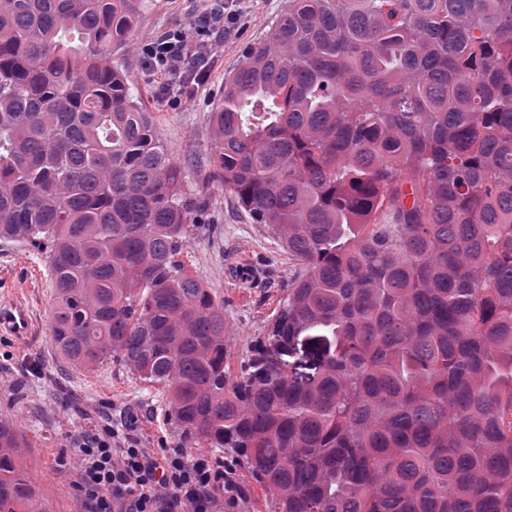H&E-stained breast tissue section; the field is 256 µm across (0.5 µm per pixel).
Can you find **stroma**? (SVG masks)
Instances as JSON below:
<instances>
[{"mask_svg": "<svg viewBox=\"0 0 512 512\" xmlns=\"http://www.w3.org/2000/svg\"><path fill=\"white\" fill-rule=\"evenodd\" d=\"M285 0H245L234 30L213 36L210 62L179 86L144 66L142 49L157 38L188 29L202 0H150L136 29L131 52L118 56L131 90L154 116L157 133L186 171L189 189L207 202L205 223L179 259L224 304L227 341L234 362L246 360L251 344L265 334L279 301L287 294L293 268L264 225L253 223L228 191L209 184L210 113L224 89V78L238 67L245 50L260 41ZM22 292L34 318L36 337L18 345L0 334V419L13 422L24 440L30 477L50 512H84L71 468L61 454H73L76 435L101 424L124 423L137 415L144 447L183 445L184 440L157 410L152 389L116 362L95 370L69 367L50 338L55 296L44 254L0 241V301ZM208 456L232 477L243 494L223 512H268L266 493L230 451L208 449Z\"/></svg>", "mask_w": 512, "mask_h": 512, "instance_id": "1", "label": "stroma"}]
</instances>
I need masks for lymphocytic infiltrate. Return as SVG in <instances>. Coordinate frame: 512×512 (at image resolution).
<instances>
[{"instance_id":"obj_1","label":"lymphocytic infiltrate","mask_w":512,"mask_h":512,"mask_svg":"<svg viewBox=\"0 0 512 512\" xmlns=\"http://www.w3.org/2000/svg\"><path fill=\"white\" fill-rule=\"evenodd\" d=\"M188 47L199 61L212 50L187 31L146 46L144 55L150 67L166 73L179 69ZM137 423L133 415L122 429H91L77 439L73 469L85 512H213L221 495L236 492L233 479L208 455L142 448Z\"/></svg>"}]
</instances>
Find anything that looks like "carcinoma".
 <instances>
[{"mask_svg": "<svg viewBox=\"0 0 512 512\" xmlns=\"http://www.w3.org/2000/svg\"><path fill=\"white\" fill-rule=\"evenodd\" d=\"M147 0H0V240L51 340L119 362L269 512H512V0H286L224 78L210 179L296 266L236 371L175 256L206 210L112 56ZM0 512H47L0 420Z\"/></svg>", "mask_w": 512, "mask_h": 512, "instance_id": "1", "label": "carcinoma"}]
</instances>
